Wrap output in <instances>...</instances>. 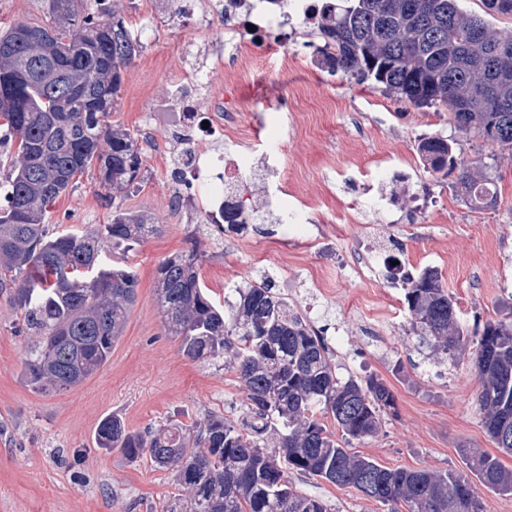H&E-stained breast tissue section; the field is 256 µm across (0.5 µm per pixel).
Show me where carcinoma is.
<instances>
[{"instance_id":"carcinoma-1","label":"carcinoma","mask_w":512,"mask_h":512,"mask_svg":"<svg viewBox=\"0 0 512 512\" xmlns=\"http://www.w3.org/2000/svg\"><path fill=\"white\" fill-rule=\"evenodd\" d=\"M460 2L336 0L317 18L318 65L418 107L443 106L458 131L511 150L512 35ZM483 3L489 16H512V0ZM49 10V24L21 21L0 32V147L8 148L0 295L22 313V330L38 338L25 368L29 382L46 392L76 386L106 364L137 300L136 275L110 252L157 232L149 215L118 205L105 224L49 232V207L84 173L97 170L114 199L142 182L135 137L108 121L141 41L113 0H49ZM30 29L45 39L27 40ZM417 153L424 168L455 175L448 186L469 205L495 203L490 166L458 161L453 140L426 135ZM203 258L191 250L158 266L157 306L184 357L219 361L237 375L252 413L249 433L217 414L145 434L107 416L95 433L101 449L129 461L147 456L174 472L181 494L168 512H331L295 492L290 471L406 512H484L473 477L495 494L512 495V468L478 448L460 449L467 475L390 469L350 449L378 433L381 413L396 411L393 391L374 375L339 379L324 332L267 280L215 302L202 281ZM385 269L403 284L411 324L433 340L436 353L453 358L475 345L482 425L512 457V311L475 323L470 337L438 270L413 273L400 263Z\"/></svg>"}]
</instances>
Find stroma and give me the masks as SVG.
Wrapping results in <instances>:
<instances>
[{"instance_id":"obj_1","label":"stroma","mask_w":512,"mask_h":512,"mask_svg":"<svg viewBox=\"0 0 512 512\" xmlns=\"http://www.w3.org/2000/svg\"><path fill=\"white\" fill-rule=\"evenodd\" d=\"M116 7L132 26L154 22L123 76L109 122L135 136L147 175L121 203L151 213L161 229L122 255L138 278L136 303L109 361L71 389L48 393L29 384L24 360L36 339L22 332L20 312L0 296V512H167L179 494L171 472L146 457L131 462L120 452L96 448L99 421L114 414L143 432L164 423L188 425L211 413L236 426L249 416L235 374L219 363L187 359L163 326L156 268L194 246L205 254L201 276L215 299H223L225 282L242 285L271 276L274 290L325 331L339 378L373 374L391 388L397 415L383 416L378 434L354 442L355 451L391 469L459 472L465 469L460 449L494 451L478 411L471 355L439 363L429 339L412 331L404 292L387 280L382 266L393 256L412 271L438 269L464 327L502 318L512 306V150L462 134L447 112L390 98L339 73L318 76L304 68L282 75L280 57L271 53L264 57L268 78L238 85L251 106L242 116L249 133H275L277 102L293 91L320 88L295 113L294 127L282 139L286 164L272 180L307 209L331 215L387 190L382 172L398 168L421 206L403 201L381 214L362 208L348 222L321 225L286 248L279 244V224L220 229L201 208L172 206L165 146L173 116L160 115L152 128L144 122L173 77L174 59L196 38V21L159 11L158 0H117ZM426 133L454 139L462 159H494L496 205L471 208L449 190L447 178L423 167L416 144ZM111 212L112 193L91 171L57 199L51 222L81 229L106 223ZM373 236L383 250L370 255L365 243ZM368 257L376 277L352 275L350 265ZM290 482L296 492L327 502L332 512H389L355 489L316 477L294 473Z\"/></svg>"}]
</instances>
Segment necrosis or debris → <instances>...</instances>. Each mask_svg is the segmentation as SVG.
<instances>
[{
  "instance_id": "4bbe7bcc",
  "label": "necrosis or debris",
  "mask_w": 512,
  "mask_h": 512,
  "mask_svg": "<svg viewBox=\"0 0 512 512\" xmlns=\"http://www.w3.org/2000/svg\"><path fill=\"white\" fill-rule=\"evenodd\" d=\"M177 5L183 13L200 12L223 26V43L208 44L207 52L223 61L221 71L230 79L259 69L263 47L282 48L281 69L299 64V56L287 48L288 36L311 27L321 9L320 0H178ZM177 67L178 77L158 102L160 110L179 115L169 163L183 181L196 185L201 200L233 206L242 201L241 186L256 161L281 167L279 139L269 137L263 152H256L241 126L244 101L212 90L219 70L189 56Z\"/></svg>"
}]
</instances>
